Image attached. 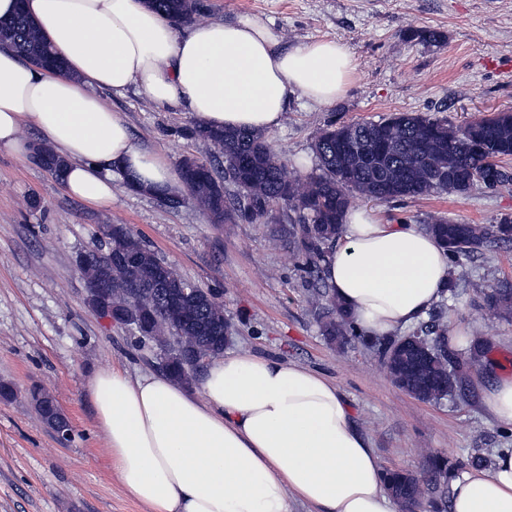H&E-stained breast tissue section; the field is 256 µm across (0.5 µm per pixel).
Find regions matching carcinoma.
Segmentation results:
<instances>
[{
  "label": "carcinoma",
  "mask_w": 512,
  "mask_h": 512,
  "mask_svg": "<svg viewBox=\"0 0 512 512\" xmlns=\"http://www.w3.org/2000/svg\"><path fill=\"white\" fill-rule=\"evenodd\" d=\"M175 23L190 21L198 11L197 0H148ZM0 41L12 46L25 60L46 61L56 68L61 61L41 38L28 16L20 11L0 22ZM190 134L214 144L223 158L217 169L193 157L183 159L182 178L191 198L213 224H235L240 219L257 220L275 203L288 205L296 216L289 225L288 239L304 254L306 263L317 271L325 259L322 245L340 231L351 194L358 193L376 201L420 198L437 193L466 194L475 188L496 190L512 184V171L506 161L512 159V111L474 119L461 128H452L442 120L420 113H403L379 122L330 125L314 142L321 173L301 179L288 173L261 133L250 130H211L196 126ZM370 147L363 157L353 158L346 148L352 141ZM39 166L50 173L65 168L49 146L39 144ZM233 183L243 197L240 206L228 197L224 182ZM449 251L450 257L470 254L490 240L512 242V221L504 220L492 229L481 224H460L438 218L425 225ZM139 252L142 262L124 267L112 262V288L101 311L117 318L131 317L147 322L146 340L171 354L175 369L171 375L189 383L198 374L184 368L180 357L187 346L196 343L212 347L209 358L222 354L214 338L230 329L224 320V306L208 290L195 287L188 302L157 305L161 281L181 285L188 280L129 229L99 226L91 248V261L83 267L85 281L91 283L104 260L124 252ZM317 320L326 341L343 350L358 343L370 346L389 370L393 382L411 389L427 383L439 385L435 399L465 396L468 374L482 366L488 345L477 341L463 350L448 349L446 329L433 323L420 326V342L401 337L369 340L348 321L340 306L329 296L322 279L311 283ZM476 293L491 303L493 310L512 307V288ZM428 345L433 357L424 360L421 372L411 375L408 366L421 361L420 343ZM43 423L53 432L69 423L56 403L30 393ZM448 472V460L436 457L426 470L413 475L403 470H388L384 481L394 496L420 502L421 485L439 488L441 475Z\"/></svg>",
  "instance_id": "obj_1"
}]
</instances>
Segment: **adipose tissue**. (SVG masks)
I'll list each match as a JSON object with an SVG mask.
<instances>
[{
  "label": "adipose tissue",
  "mask_w": 512,
  "mask_h": 512,
  "mask_svg": "<svg viewBox=\"0 0 512 512\" xmlns=\"http://www.w3.org/2000/svg\"><path fill=\"white\" fill-rule=\"evenodd\" d=\"M20 11L64 68L36 67L0 44V152L27 157L19 128L29 124L65 160L66 192L98 206H111L117 177L161 192L181 182L102 92L136 88L201 126L270 132L292 99L334 104L354 78L345 45L286 46L253 17L180 28L147 0H0V19ZM449 272L434 236L367 209L346 213L322 265L331 297L373 337L422 320L445 296ZM86 389L109 468L145 512H393L369 438L318 372L242 352L211 359L191 387L109 365ZM482 401L512 431V376L493 378ZM448 505L512 512V449L497 451L491 468L457 472Z\"/></svg>",
  "instance_id": "adipose-tissue-1"
}]
</instances>
